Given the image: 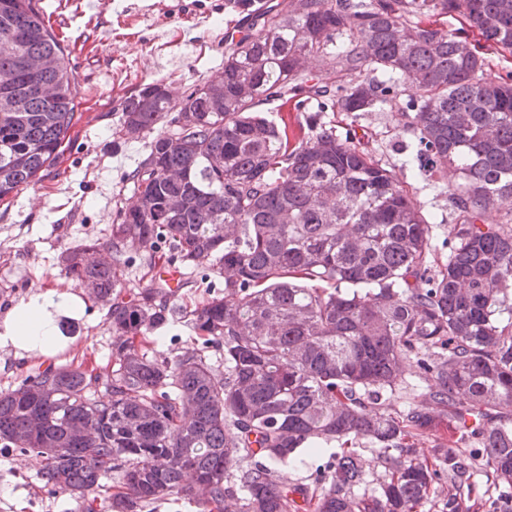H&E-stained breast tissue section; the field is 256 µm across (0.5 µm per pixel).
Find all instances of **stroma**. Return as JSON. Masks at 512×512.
Wrapping results in <instances>:
<instances>
[{
	"instance_id": "35a3bbf8",
	"label": "stroma",
	"mask_w": 512,
	"mask_h": 512,
	"mask_svg": "<svg viewBox=\"0 0 512 512\" xmlns=\"http://www.w3.org/2000/svg\"><path fill=\"white\" fill-rule=\"evenodd\" d=\"M68 53L77 88L76 124L63 154L34 185L0 203V317L27 293L55 288L84 295V316L67 327L77 338L54 360L0 350V391L47 365L104 369L112 361L108 306L67 275L63 251L105 242L120 211L136 201L130 176L148 152L151 134L118 132L121 102L142 85L163 83L173 104L215 79L224 66V32L238 20L227 0H35ZM322 121L375 153L412 191L422 212L443 216L446 240L455 223L443 184L405 164L415 136L393 112H325ZM42 459L0 447V512H78L62 488H44Z\"/></svg>"
}]
</instances>
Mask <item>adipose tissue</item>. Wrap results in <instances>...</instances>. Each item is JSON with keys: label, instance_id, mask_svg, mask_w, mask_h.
Segmentation results:
<instances>
[{"label": "adipose tissue", "instance_id": "obj_1", "mask_svg": "<svg viewBox=\"0 0 512 512\" xmlns=\"http://www.w3.org/2000/svg\"><path fill=\"white\" fill-rule=\"evenodd\" d=\"M85 313V301L76 294L53 288L22 297L0 318V349H16L46 359L74 344L65 333V321Z\"/></svg>", "mask_w": 512, "mask_h": 512}]
</instances>
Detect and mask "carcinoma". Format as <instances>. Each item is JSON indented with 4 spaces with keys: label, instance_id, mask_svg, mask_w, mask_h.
<instances>
[{
    "label": "carcinoma",
    "instance_id": "carcinoma-1",
    "mask_svg": "<svg viewBox=\"0 0 512 512\" xmlns=\"http://www.w3.org/2000/svg\"><path fill=\"white\" fill-rule=\"evenodd\" d=\"M247 22L224 33V68L169 118L156 82L128 96L119 132L155 137L132 175L136 204L112 225L116 260L98 246L66 250V273L109 302L112 368L48 366L0 393V446L43 458L40 479L65 487L84 512L103 489L105 512L186 500L196 512H423L434 486L457 494L484 469L512 512V76L483 78L485 58L448 30L464 24L512 54V0H229ZM331 63L338 83L310 68ZM305 97L319 112L395 110L416 134L410 163L448 185L456 224L435 264L433 224L393 170L309 115L254 111L272 96ZM76 85L64 48L33 0H0V202L63 151ZM180 200L172 210L169 201ZM130 241L200 259L224 276L200 305L160 288L123 289ZM174 323L194 347L157 354ZM224 361L215 369L212 356ZM410 391L436 410H397ZM448 416L456 441L433 459L415 440ZM88 423L87 438L70 434ZM378 449L373 491L359 440ZM309 484L275 478L296 449L319 456Z\"/></svg>",
    "mask_w": 512,
    "mask_h": 512
}]
</instances>
